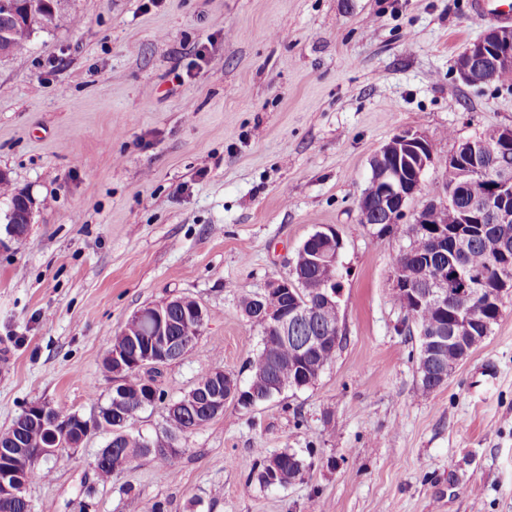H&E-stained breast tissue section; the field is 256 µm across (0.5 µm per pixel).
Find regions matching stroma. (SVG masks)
<instances>
[{
    "label": "stroma",
    "mask_w": 512,
    "mask_h": 512,
    "mask_svg": "<svg viewBox=\"0 0 512 512\" xmlns=\"http://www.w3.org/2000/svg\"><path fill=\"white\" fill-rule=\"evenodd\" d=\"M471 0H65L26 56L0 60V169L36 200L0 249V430L31 402L92 418L102 360L143 305L208 312L156 380L167 399L222 367L240 384L261 331L240 302L331 226L343 341L310 387L229 403L178 464L100 482L94 429L29 483L34 512H512V302L447 384L418 389V343L393 299L409 244L361 223L370 161L395 134L437 156L512 126V88L453 70L487 21ZM314 462L248 481L258 449Z\"/></svg>",
    "instance_id": "stroma-1"
}]
</instances>
